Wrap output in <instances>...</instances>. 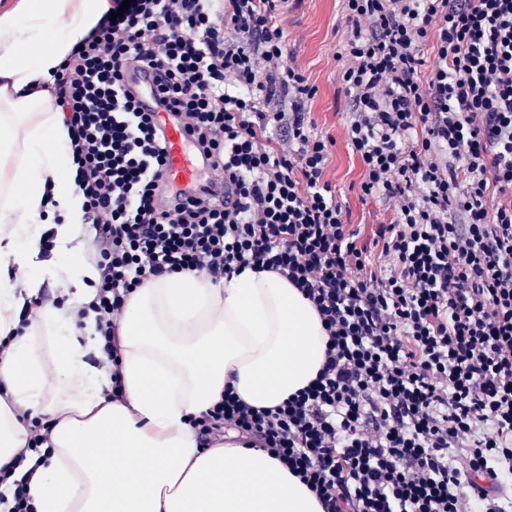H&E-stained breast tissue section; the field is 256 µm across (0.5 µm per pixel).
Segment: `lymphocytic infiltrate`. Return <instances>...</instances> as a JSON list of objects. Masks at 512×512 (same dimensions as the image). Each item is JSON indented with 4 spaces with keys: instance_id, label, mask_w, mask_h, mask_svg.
<instances>
[{
    "instance_id": "f902f5d3",
    "label": "lymphocytic infiltrate",
    "mask_w": 512,
    "mask_h": 512,
    "mask_svg": "<svg viewBox=\"0 0 512 512\" xmlns=\"http://www.w3.org/2000/svg\"><path fill=\"white\" fill-rule=\"evenodd\" d=\"M345 136L361 191L393 203L371 262L326 180L335 141L287 55L288 0H110L54 76L100 282L98 366L124 396L118 329L150 277H284L328 335L273 408L232 390L193 419L266 449L323 512H512V0H341ZM432 46L433 64L423 58ZM160 111L209 172L166 176ZM127 79L128 82L139 91L142 107L148 111H158L159 107L154 97L157 84L152 71L143 68L141 71L130 73Z\"/></svg>"
}]
</instances>
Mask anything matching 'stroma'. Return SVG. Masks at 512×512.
Instances as JSON below:
<instances>
[{
	"mask_svg": "<svg viewBox=\"0 0 512 512\" xmlns=\"http://www.w3.org/2000/svg\"><path fill=\"white\" fill-rule=\"evenodd\" d=\"M288 33V60L308 77L316 93L306 108L317 132L332 137L327 178L342 207L346 223L359 229V242L372 246L373 229L394 219L393 207L384 199L364 195L360 189L364 169L348 145L344 128L347 99L340 65L334 55L346 30L340 0H289L279 17Z\"/></svg>",
	"mask_w": 512,
	"mask_h": 512,
	"instance_id": "35a3bbf8",
	"label": "stroma"
}]
</instances>
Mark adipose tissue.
I'll list each match as a JSON object with an SVG mask.
<instances>
[{
	"label": "adipose tissue",
	"mask_w": 512,
	"mask_h": 512,
	"mask_svg": "<svg viewBox=\"0 0 512 512\" xmlns=\"http://www.w3.org/2000/svg\"><path fill=\"white\" fill-rule=\"evenodd\" d=\"M109 0H17L0 14V466L29 435L16 408L51 422V454L30 484L36 512H322L315 494L266 450L236 437L202 448L191 421L225 387L272 408L324 363L314 306L274 272L214 281L182 272L135 288L119 327L124 398L90 355L95 313L80 314L100 272L81 263L85 199L70 131L49 91H32L107 11ZM58 254L42 257L35 225ZM26 270L23 280L14 268ZM64 304L19 318L47 277Z\"/></svg>",
	"instance_id": "obj_1"
}]
</instances>
